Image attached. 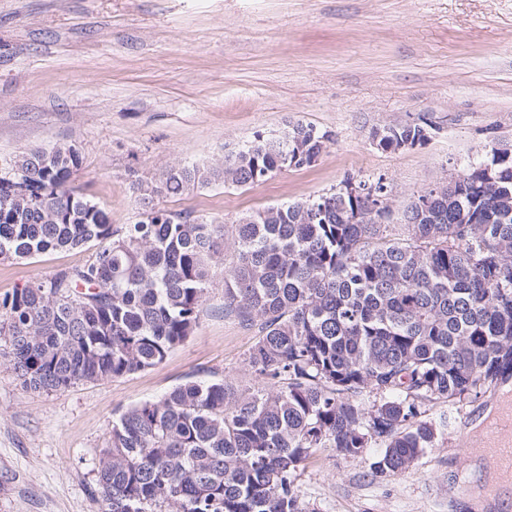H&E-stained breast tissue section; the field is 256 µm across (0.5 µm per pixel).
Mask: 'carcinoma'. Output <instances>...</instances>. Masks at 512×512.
<instances>
[{"label": "carcinoma", "mask_w": 512, "mask_h": 512, "mask_svg": "<svg viewBox=\"0 0 512 512\" xmlns=\"http://www.w3.org/2000/svg\"><path fill=\"white\" fill-rule=\"evenodd\" d=\"M423 124L381 129L391 148ZM328 131H257L222 169L183 165L146 197L222 179L252 185L306 168ZM70 145L32 150L0 173V258L96 247L80 268L0 300V335L25 387L54 392L161 364L193 333L224 225L158 212L114 226L69 186ZM464 177L426 191L405 231L379 219L382 177L240 218L223 269L224 313L259 337L255 383L190 381L112 423L98 462L104 512H309L296 480L320 449L355 458L381 448L375 476L398 475L434 447L427 412L512 377V156L491 147Z\"/></svg>", "instance_id": "obj_1"}]
</instances>
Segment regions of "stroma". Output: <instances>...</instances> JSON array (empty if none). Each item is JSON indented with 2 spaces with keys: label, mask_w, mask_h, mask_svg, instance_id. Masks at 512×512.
I'll return each mask as SVG.
<instances>
[{
  "label": "stroma",
  "mask_w": 512,
  "mask_h": 512,
  "mask_svg": "<svg viewBox=\"0 0 512 512\" xmlns=\"http://www.w3.org/2000/svg\"><path fill=\"white\" fill-rule=\"evenodd\" d=\"M424 146L384 152L373 128L418 115ZM331 131L314 166L235 188L215 181L159 207L232 228L242 215L387 176L393 213L489 145L512 147V0H0V164L75 146L72 184L110 223L140 219L136 178L216 167L254 132ZM84 247L0 260V298L86 265ZM257 336L224 313L215 276L192 335L154 367L46 393L23 387L0 338V512H103L99 457L127 408L189 381L252 384ZM489 388L448 413L406 472L374 477L378 453L318 451L297 480L312 512H477L466 441L502 396Z\"/></svg>",
  "instance_id": "1"
}]
</instances>
